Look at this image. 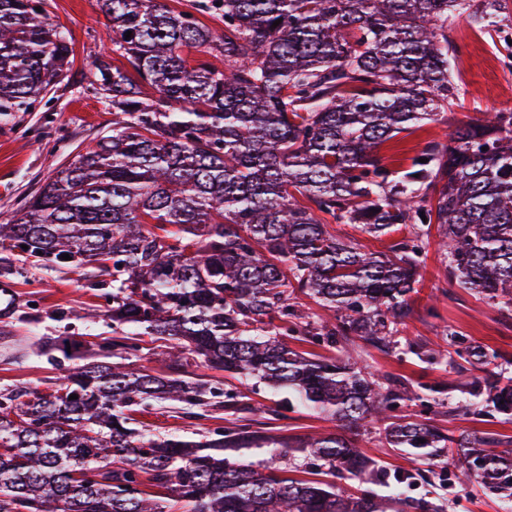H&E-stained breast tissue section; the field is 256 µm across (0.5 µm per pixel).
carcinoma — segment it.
Listing matches in <instances>:
<instances>
[{
  "label": "carcinoma",
  "instance_id": "obj_1",
  "mask_svg": "<svg viewBox=\"0 0 512 512\" xmlns=\"http://www.w3.org/2000/svg\"><path fill=\"white\" fill-rule=\"evenodd\" d=\"M99 5L115 58L91 67L112 102V134L0 224V249L34 267L112 277L100 297L113 337L93 360L74 336L31 342L69 365L50 394L0 391V512H445L405 495L420 475L374 464L350 437L422 399L415 386L382 382L351 356L299 352L287 338L330 348L360 338L381 351L404 343L421 360L442 356L398 336L434 225L449 275L512 304V113L456 127L396 178L379 157L458 99L448 24L466 13L499 35L512 0ZM41 7L0 0V112L36 102L72 63L70 39ZM330 224L407 236L387 255L336 237ZM300 295L331 315L307 321ZM139 336L171 342L172 374L126 364ZM188 355L288 390L336 430L279 440L231 422L187 439L139 427L134 414L154 403L178 402L193 419L238 406L239 394L182 375ZM460 359L489 365L495 355L448 351L457 408L484 401L512 417V377L469 375ZM381 435L418 457L448 451L460 475L479 478L512 512V448L425 420L388 422ZM242 448L300 452L328 479L267 473L231 456ZM339 476L377 478L387 492L352 495ZM146 480L170 497L144 492Z\"/></svg>",
  "mask_w": 512,
  "mask_h": 512
}]
</instances>
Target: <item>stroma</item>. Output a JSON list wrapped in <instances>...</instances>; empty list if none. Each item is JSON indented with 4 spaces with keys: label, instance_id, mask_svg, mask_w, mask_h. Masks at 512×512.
<instances>
[{
    "label": "stroma",
    "instance_id": "obj_1",
    "mask_svg": "<svg viewBox=\"0 0 512 512\" xmlns=\"http://www.w3.org/2000/svg\"><path fill=\"white\" fill-rule=\"evenodd\" d=\"M44 8L51 20L69 31L73 64L61 83L42 99L29 108L0 115V218L19 208L37 190L40 179L112 129V104L88 66L91 56L112 49L107 21L97 0H44ZM450 35L456 45L452 77L460 90L459 104L441 121L416 126L383 144L379 155L390 170H406L411 157L425 146L447 143L449 132L462 122L490 111L512 112V71L499 65L506 54L503 42L479 31L465 14L456 18ZM98 280L97 270L89 267L51 270L15 262L8 283L17 291L19 302L9 319L0 318V390L23 385L48 393L62 376L61 370L43 356L30 353L17 361L6 359V351L19 337L69 334L90 344L111 337L109 319H82L84 312L100 303L95 288ZM413 300L415 315L403 328L404 336L434 349L452 343L462 350L478 346L495 350L503 372L512 376V307L492 304L459 284L448 274L436 247L428 249L423 278ZM347 348L358 352L362 363L376 374L428 387V406L407 401L396 409V416L409 420L426 416L453 435L478 433L512 440V421L496 412L455 413L457 395L448 389L446 361L421 360L398 349L385 354L359 339L348 343ZM185 374L239 391L247 403L259 406V413L236 415L222 409L215 418L197 421L172 403L149 407L139 413V421L153 431L186 437L235 420L281 436H302L335 427L323 414L288 406L267 390L253 391L251 382L207 369L201 363H191ZM358 442L369 457L386 467L423 473L411 495L449 503V512H501L499 503L484 495L475 478H449L447 455L417 458L388 447L372 424L361 430Z\"/></svg>",
    "mask_w": 512,
    "mask_h": 512
}]
</instances>
